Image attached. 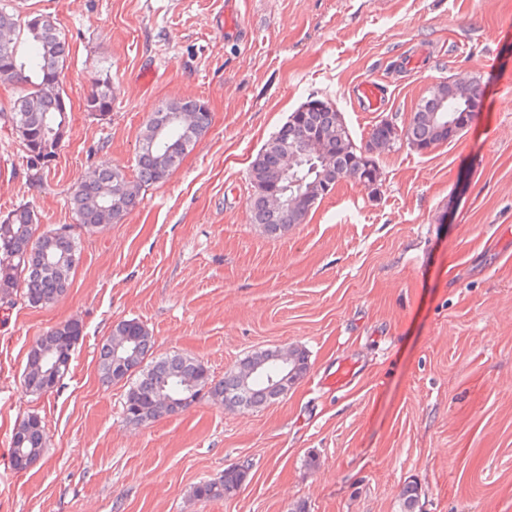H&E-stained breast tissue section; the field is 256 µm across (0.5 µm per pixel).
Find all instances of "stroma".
I'll return each mask as SVG.
<instances>
[{
  "label": "stroma",
  "instance_id": "1",
  "mask_svg": "<svg viewBox=\"0 0 512 512\" xmlns=\"http://www.w3.org/2000/svg\"><path fill=\"white\" fill-rule=\"evenodd\" d=\"M55 19L70 45L71 111L51 162L33 167L0 123V215L27 205L37 232L73 224L69 191L101 166L131 172L163 103L206 102L211 124L181 164L118 222L76 228L65 295L0 307V512H512V0H13ZM150 82H142L144 71ZM108 116L84 110L96 79ZM477 81L482 107L429 152L405 137L374 154L380 181H341L274 236L252 221V160L302 103L325 99L353 142L405 129L435 83ZM373 80L384 101L352 92ZM149 330L155 356L215 378L254 352L300 347L309 369L275 403L227 408L201 396L137 424L124 383H103L115 323ZM83 325L69 373L24 385L28 350ZM349 365L350 381L334 377ZM45 423L47 446L11 463L15 426ZM247 463L233 497L200 481ZM355 95L366 112H376L381 104V96L376 83L363 80L355 86Z\"/></svg>",
  "mask_w": 512,
  "mask_h": 512
}]
</instances>
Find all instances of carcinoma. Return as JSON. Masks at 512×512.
<instances>
[{"mask_svg":"<svg viewBox=\"0 0 512 512\" xmlns=\"http://www.w3.org/2000/svg\"><path fill=\"white\" fill-rule=\"evenodd\" d=\"M69 45L48 16L39 22L36 16L20 21L9 0H0V82L15 85L18 97L10 111L0 108V119L11 121L19 134L32 166L56 155L61 143L60 128L68 124L63 112L64 90L61 74L67 67ZM112 83L98 81L85 98L86 110L105 116L112 111ZM442 107V116L452 123L473 120L467 100L450 99L439 105L433 92H427L417 105L405 137L411 144H427L436 140L442 128L426 118V114ZM196 112L195 127L187 132L178 126L169 129L164 141L153 149L138 147L136 182L139 187L159 183L179 166L186 154L211 123L210 112L196 106L192 98H180L158 108L160 112ZM301 122L310 131L337 128L338 110L326 101L317 110L301 113ZM298 134L297 128L285 123L264 145L252 161L249 178L262 177L270 188H285L307 193L308 187L324 171V158L356 166L362 148L350 137L347 128H338L336 138L326 143V156L312 152L300 156L281 177L285 165L284 151ZM126 174L118 168L96 169L78 179L70 188L69 203L81 227L93 231L121 220L141 201V194H126L122 187ZM253 221L270 235H280L308 215L305 205L282 209L268 208L265 193L254 192L251 198ZM9 223H0V303L15 304L14 295L32 307L54 303L70 287V273L79 260L75 237H66L50 229L34 236L37 217L34 210L19 206L8 212ZM82 336V325L68 321L42 336L29 350L24 383L33 393L48 391L51 381L45 372L54 361L62 360L56 378L61 379L70 367L72 351ZM121 347L126 353L124 380L130 382L124 402L126 418L136 423L153 421L162 415L178 413L191 406L204 391L213 401L231 407L260 408L279 397L300 379L309 368L305 350H293V372L285 374L274 368L280 350L269 348L256 352L215 379L199 361L173 355L144 364L153 349L152 336L146 327L132 319L117 322L109 338L101 345L99 362L103 381L117 382L112 371L113 351ZM45 425L36 414L24 417L12 436L11 463L25 470L40 458L46 447ZM249 466L240 464L224 469L213 480H203L193 489L195 497L204 500L234 496L246 480ZM406 512H413L419 498V486L406 483L401 491Z\"/></svg>","mask_w":512,"mask_h":512,"instance_id":"cac0c4a2","label":"carcinoma"}]
</instances>
